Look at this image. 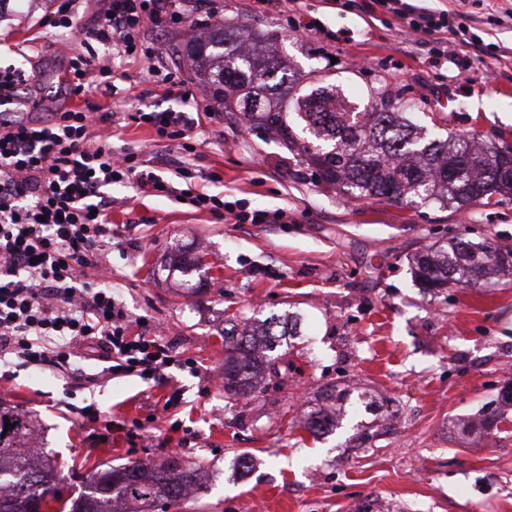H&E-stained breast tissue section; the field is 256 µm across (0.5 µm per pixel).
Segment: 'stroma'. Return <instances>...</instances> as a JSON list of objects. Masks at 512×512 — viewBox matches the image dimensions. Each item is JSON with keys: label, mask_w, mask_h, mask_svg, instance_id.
<instances>
[{"label": "stroma", "mask_w": 512, "mask_h": 512, "mask_svg": "<svg viewBox=\"0 0 512 512\" xmlns=\"http://www.w3.org/2000/svg\"><path fill=\"white\" fill-rule=\"evenodd\" d=\"M416 11L472 17L473 46L452 40L433 63L429 45L405 35L384 11L369 14L339 0H213L199 18L217 15L239 40L275 30L291 81L303 88L321 75L345 96L365 100L388 91L407 105L446 118L457 134L479 132L485 145L512 142V0H407ZM57 0H9L0 16V64L35 74L42 103L22 120L75 108L59 79L77 52L112 62L107 47L80 46L76 35L48 26ZM308 23L296 34L292 24ZM116 97L88 89L106 111L146 104L179 108L169 84L149 80L147 64L124 62ZM211 132L194 152L156 141L129 123L114 136L158 163L185 161L195 178L178 180L182 197L150 196L130 183L111 189L112 267L116 296L147 335L165 342L197 372L170 368L154 382L125 377L89 390L70 388L50 367H0V402L32 418L58 477L62 499L77 497L99 463H162L179 456L204 489L169 512H512V411L490 434L456 425L481 418L512 385V276L434 294L415 282L412 259L423 246L462 234L512 245V203L458 211L436 204L360 208L335 187L290 165L279 141L214 113ZM241 200L245 209H285L284 224H231L195 209L192 195ZM200 256L203 270L181 273L175 258ZM303 314L276 372L256 393L226 398L211 382L224 376L219 332L225 316ZM350 396L338 427L315 436L309 411ZM367 394L373 409L358 404ZM140 421L130 445L123 431L84 420ZM245 456L251 470L235 467Z\"/></svg>", "instance_id": "35a3bbf8"}]
</instances>
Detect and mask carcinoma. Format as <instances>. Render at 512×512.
I'll use <instances>...</instances> for the list:
<instances>
[{
  "mask_svg": "<svg viewBox=\"0 0 512 512\" xmlns=\"http://www.w3.org/2000/svg\"><path fill=\"white\" fill-rule=\"evenodd\" d=\"M187 56L212 88L213 108L231 120L241 114L251 128L277 135L297 164L354 201L445 202L461 210L512 200V144L506 140L486 150L473 135L429 133L389 92L362 107L324 80L297 89L277 61L226 39L222 29L187 44ZM504 270H512L511 245L453 236L446 245L425 247L414 275L422 288L436 291ZM299 321L294 314L272 316L258 331L240 336L223 329L224 391L256 392L257 367H271L270 353L296 334ZM332 425L315 410L305 429L314 434ZM34 432L28 416L0 406V512H43L58 501L50 468L30 448ZM194 485V470L178 457L160 466L102 464L90 475L88 491L59 512H161L184 500Z\"/></svg>",
  "mask_w": 512,
  "mask_h": 512,
  "instance_id": "1",
  "label": "carcinoma"
}]
</instances>
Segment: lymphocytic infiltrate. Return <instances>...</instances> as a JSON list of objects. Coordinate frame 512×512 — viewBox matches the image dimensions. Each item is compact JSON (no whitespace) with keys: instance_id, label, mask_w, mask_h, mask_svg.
Wrapping results in <instances>:
<instances>
[{"instance_id":"1","label":"lymphocytic infiltrate","mask_w":512,"mask_h":512,"mask_svg":"<svg viewBox=\"0 0 512 512\" xmlns=\"http://www.w3.org/2000/svg\"><path fill=\"white\" fill-rule=\"evenodd\" d=\"M373 2L415 34L466 32L444 11L418 14L402 8L401 0ZM77 3L61 0L50 26L79 30L82 44L110 47L116 60L130 58L135 49L148 61L160 58V48L146 42L149 27L184 18L178 0H107L94 23L80 27ZM69 70L72 96L83 94L90 81L108 94L116 89L111 69L94 57L77 54ZM32 86L21 70L0 66V359L68 371L83 349L105 368L76 375L77 384L94 385L104 375L162 378L171 351L134 330L112 292L105 254L112 238L107 190L120 182L154 196H171L177 189L157 173L154 162L114 148L111 134L95 133L98 123H120L116 113L96 104L46 120H16L13 103L30 98ZM134 119L169 140L190 138L203 125L202 117L174 109L139 111ZM193 205L239 224L279 221L267 211H248L239 201L205 193L196 194Z\"/></svg>"}]
</instances>
